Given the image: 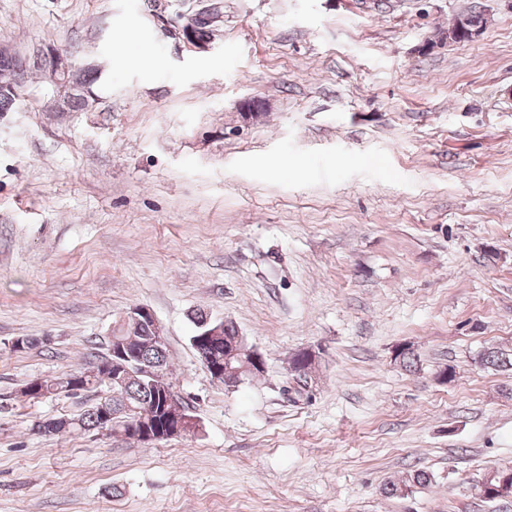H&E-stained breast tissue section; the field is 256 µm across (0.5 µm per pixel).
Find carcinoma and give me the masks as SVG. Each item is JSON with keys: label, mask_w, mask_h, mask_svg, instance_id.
Instances as JSON below:
<instances>
[{"label": "carcinoma", "mask_w": 512, "mask_h": 512, "mask_svg": "<svg viewBox=\"0 0 512 512\" xmlns=\"http://www.w3.org/2000/svg\"><path fill=\"white\" fill-rule=\"evenodd\" d=\"M44 59L41 52L36 51L28 57H21L15 64H0V73L7 71L9 75L20 78L19 88L27 87L28 82L33 75L38 72H44ZM101 76V70L98 67L90 66L79 69L73 78L75 90L77 93L70 96L67 101L68 107L74 112L83 111L88 106V96L93 94V86L98 82ZM134 332L138 338L137 358L143 362L154 363L163 370V381L169 386L173 385L168 373V355L166 345L155 339L156 333L150 328V324L134 326L124 321L120 322L113 332L125 334ZM237 334V328L231 321L224 322V336L214 338L211 341L210 353L217 361L224 357V344L233 340ZM480 365L497 372L512 370V354L504 353L500 350L488 349L479 356ZM98 363L92 362L85 369L86 379L82 380L81 390L93 393L98 399L89 409L84 411L76 419L65 420L60 425L51 429L53 433H59L66 430H79L85 432L109 431L113 434H120L128 439L133 438L129 433L127 420L132 417L149 419L153 417L160 404V395L158 389L149 385L148 381H139L137 377L129 378L128 382L119 387H110V385L98 378L92 377V373ZM76 376L74 372H64L58 376L42 380L45 389V395L65 393L74 391L71 386V379ZM112 393V403L118 406L119 416L112 423L103 424L99 417V405L107 399V394ZM432 483L431 475L423 470H410L404 479L399 482H389L382 491L387 496L405 495L412 492V489L418 486H428ZM490 489L484 494V498L495 500L494 489L504 487L505 490L512 489V469L495 470V475L489 480Z\"/></svg>", "instance_id": "carcinoma-1"}]
</instances>
